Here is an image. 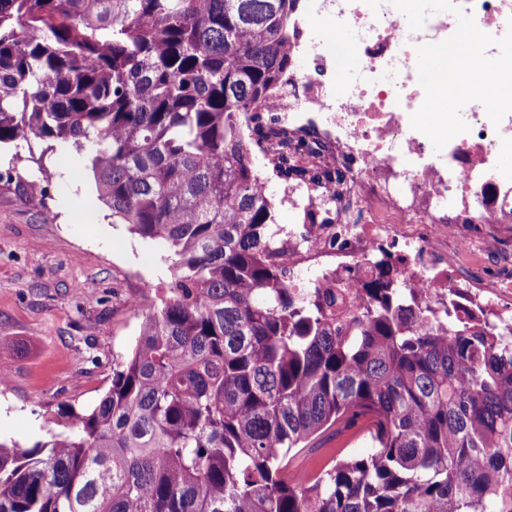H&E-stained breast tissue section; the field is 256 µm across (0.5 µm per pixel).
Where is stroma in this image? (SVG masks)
I'll use <instances>...</instances> for the list:
<instances>
[{
  "label": "stroma",
  "mask_w": 512,
  "mask_h": 512,
  "mask_svg": "<svg viewBox=\"0 0 512 512\" xmlns=\"http://www.w3.org/2000/svg\"><path fill=\"white\" fill-rule=\"evenodd\" d=\"M0 147V440L23 447L92 409L129 354L141 314L171 281L166 251L113 223L84 156L60 148L47 172ZM371 417L313 440L297 466L314 469L371 450Z\"/></svg>",
  "instance_id": "stroma-1"
}]
</instances>
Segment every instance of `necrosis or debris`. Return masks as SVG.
Returning <instances> with one entry per match:
<instances>
[{
	"mask_svg": "<svg viewBox=\"0 0 512 512\" xmlns=\"http://www.w3.org/2000/svg\"><path fill=\"white\" fill-rule=\"evenodd\" d=\"M469 27L482 42L462 39ZM295 28L290 52L312 63L289 72L265 107L277 127L315 131L347 187L279 191L298 218L278 232L290 280L356 295L386 260L419 306L451 301L512 333V167L500 161L512 150V0H415L411 17L398 0H305ZM343 33L358 60L346 75ZM432 44L453 46L458 67L428 86L418 63ZM478 62L510 98L467 91ZM443 103L454 109L449 130L433 111Z\"/></svg>",
	"mask_w": 512,
	"mask_h": 512,
	"instance_id": "necrosis-or-debris-1",
	"label": "necrosis or debris"
}]
</instances>
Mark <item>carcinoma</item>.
<instances>
[{
    "label": "carcinoma",
    "instance_id": "cac0c4a2",
    "mask_svg": "<svg viewBox=\"0 0 512 512\" xmlns=\"http://www.w3.org/2000/svg\"><path fill=\"white\" fill-rule=\"evenodd\" d=\"M300 0H0V144L85 154L112 223L169 252L112 385L29 448L0 441V512H512V337L446 311L431 331L390 268L339 296L273 258L252 145L286 180L316 143L259 107L288 71ZM371 451L282 473L339 422Z\"/></svg>",
    "mask_w": 512,
    "mask_h": 512
}]
</instances>
